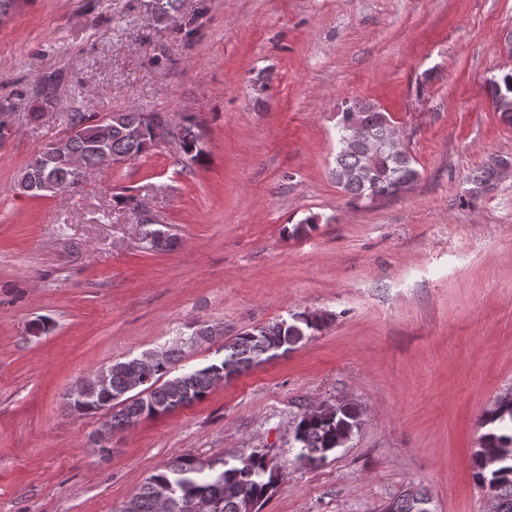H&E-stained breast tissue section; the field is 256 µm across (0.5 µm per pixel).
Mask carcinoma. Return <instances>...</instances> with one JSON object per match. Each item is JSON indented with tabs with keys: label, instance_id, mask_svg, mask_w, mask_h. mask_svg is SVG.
Returning a JSON list of instances; mask_svg holds the SVG:
<instances>
[{
	"label": "carcinoma",
	"instance_id": "cac0c4a2",
	"mask_svg": "<svg viewBox=\"0 0 512 512\" xmlns=\"http://www.w3.org/2000/svg\"><path fill=\"white\" fill-rule=\"evenodd\" d=\"M179 10V0H158L152 17L168 22L177 18ZM495 107L505 122H512V73L496 84ZM349 112L362 114L360 127L346 125ZM154 123L155 118L143 112H111L103 121L74 112L68 116L67 135L35 154L18 186L31 196H43L84 179L106 154L114 163L135 157L152 143ZM337 128L339 147L332 174L352 199L388 198L415 183V160L389 149L391 120L379 106L369 101L343 102ZM173 138L190 160L201 157L192 125L181 126ZM144 226V238L155 249H166L175 240L164 224L146 220ZM323 325L324 318L318 314L295 313L289 321L238 334L224 344L220 359L173 372L183 348L224 336V325L201 324L186 338L116 361L80 379L72 389L69 407L80 415L109 412L98 437L104 448L113 431L202 400L216 383L259 365L274 351L299 343L307 332ZM359 421L360 412L350 403L320 404L304 411L293 427L295 460L305 465L325 461L349 442ZM481 426L489 430L482 434L474 454L473 478L491 495L494 512H512V394L482 415ZM279 478L278 466L269 464L259 450L208 460L182 454L151 475L120 512H160L163 503L169 504V512H191L201 500L211 503L212 512H252L254 505L273 496ZM423 503H431L427 490L412 486L390 501L385 512H420Z\"/></svg>",
	"mask_w": 512,
	"mask_h": 512
}]
</instances>
